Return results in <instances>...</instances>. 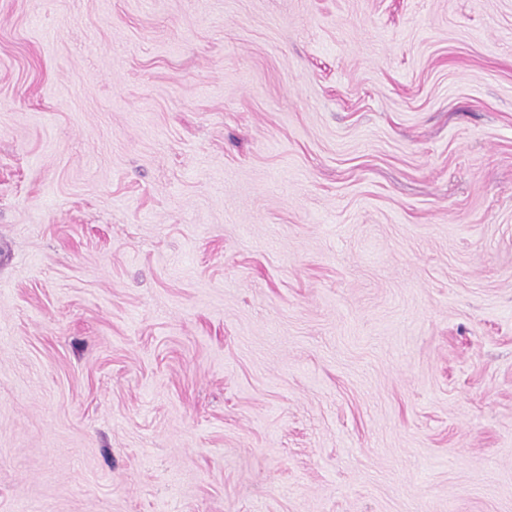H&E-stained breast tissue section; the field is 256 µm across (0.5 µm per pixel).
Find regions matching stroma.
<instances>
[{
	"mask_svg": "<svg viewBox=\"0 0 512 512\" xmlns=\"http://www.w3.org/2000/svg\"><path fill=\"white\" fill-rule=\"evenodd\" d=\"M0 512H512V0H0Z\"/></svg>",
	"mask_w": 512,
	"mask_h": 512,
	"instance_id": "obj_1",
	"label": "stroma"
}]
</instances>
